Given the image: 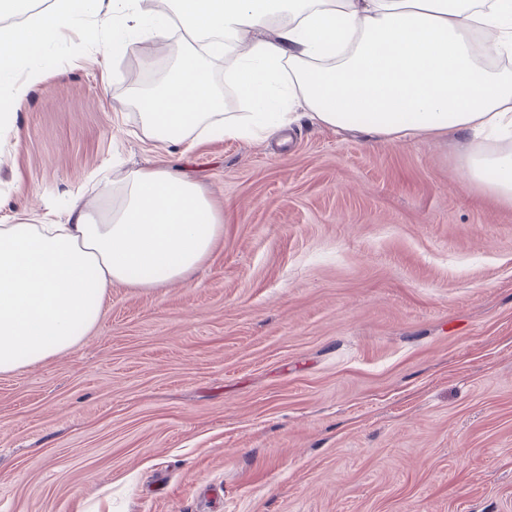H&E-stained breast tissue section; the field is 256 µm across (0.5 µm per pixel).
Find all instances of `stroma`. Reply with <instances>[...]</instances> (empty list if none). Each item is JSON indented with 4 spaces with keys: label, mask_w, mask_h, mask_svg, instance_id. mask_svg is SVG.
Instances as JSON below:
<instances>
[{
    "label": "stroma",
    "mask_w": 512,
    "mask_h": 512,
    "mask_svg": "<svg viewBox=\"0 0 512 512\" xmlns=\"http://www.w3.org/2000/svg\"><path fill=\"white\" fill-rule=\"evenodd\" d=\"M192 47L80 17L0 132V224L148 166L224 212L187 280L113 285L76 347L0 374V512H512V207L465 138L140 141L142 55Z\"/></svg>",
    "instance_id": "35a3bbf8"
}]
</instances>
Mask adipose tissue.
<instances>
[{
    "label": "adipose tissue",
    "mask_w": 512,
    "mask_h": 512,
    "mask_svg": "<svg viewBox=\"0 0 512 512\" xmlns=\"http://www.w3.org/2000/svg\"><path fill=\"white\" fill-rule=\"evenodd\" d=\"M48 0L25 23H0V83L14 112L44 79L45 47L82 12L111 14L125 49L178 18L204 50L141 96L140 138L191 148L199 138L263 141L299 118L376 139L456 133L469 179L512 205V0ZM224 60V85L245 104L228 113L203 56ZM24 80H15L16 65ZM103 205L75 198L65 223L0 225V373L76 346L115 284L185 279L224 232L198 183L164 167L126 169L100 186Z\"/></svg>",
    "instance_id": "1"
}]
</instances>
